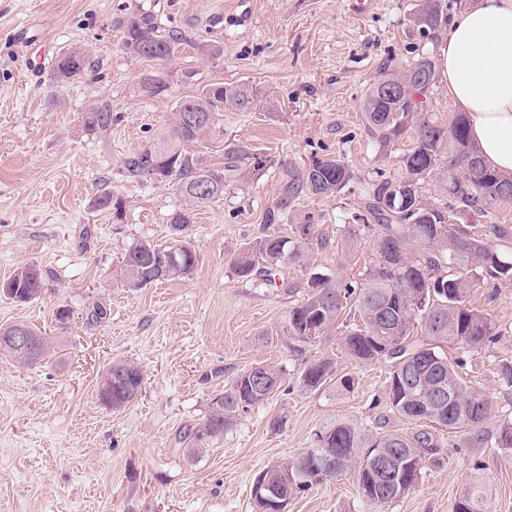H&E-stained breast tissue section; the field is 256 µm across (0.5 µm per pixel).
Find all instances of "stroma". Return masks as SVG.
<instances>
[{
  "mask_svg": "<svg viewBox=\"0 0 512 512\" xmlns=\"http://www.w3.org/2000/svg\"><path fill=\"white\" fill-rule=\"evenodd\" d=\"M419 0H0V281L25 264L46 275L33 303L0 298V324L25 321L47 336L51 358L25 367L0 356V512H254L252 487L271 463L292 461L315 431L345 418L372 425L387 399L390 369L361 364L341 351L338 333L294 357L277 333L304 295L305 273L280 269L272 286L243 279L233 256L265 230L285 233L290 220L313 216L326 248L313 268L354 282L373 257L375 238L360 232L348 246L346 217L360 210L359 192L295 199L286 218L267 224L289 172L327 154L362 179L397 180L406 131L387 156L369 137L361 101L382 77L383 62L436 55L438 32L410 21ZM139 12L186 40L164 66L127 54L118 21ZM51 42H44L40 28ZM26 30L27 48L12 35ZM219 46L218 56L201 45ZM81 50L92 72L54 86L48 67L30 77L27 61ZM166 88L144 95L146 74ZM248 89V109L225 108L192 144L214 158L232 143L263 156L265 168L231 182L199 210L189 231L199 260L185 278L139 291L126 288L122 261L135 244L171 245L169 224L182 206L164 184L123 177L120 167L148 148L171 122L179 99L205 84ZM112 115L89 129L86 112ZM110 193L121 211L102 208ZM106 316L93 321V306ZM473 307L500 330L491 347L471 353L465 373L491 397L494 435L512 419V391L501 387L499 358L512 356V286L496 294L477 288ZM73 318L57 329L53 311ZM331 356L353 391L327 384L299 387L306 360ZM125 360L141 370L138 398L113 411L100 403L104 368ZM284 370L285 383L199 454L182 436L201 423L226 384L257 363ZM419 484L385 512H453L473 476L484 478L487 512H512V453L495 448H442ZM288 512H369L353 476L331 478L290 499Z\"/></svg>",
  "mask_w": 512,
  "mask_h": 512,
  "instance_id": "stroma-1",
  "label": "stroma"
}]
</instances>
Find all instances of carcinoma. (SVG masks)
Instances as JSON below:
<instances>
[{
	"label": "carcinoma",
	"instance_id": "obj_1",
	"mask_svg": "<svg viewBox=\"0 0 512 512\" xmlns=\"http://www.w3.org/2000/svg\"><path fill=\"white\" fill-rule=\"evenodd\" d=\"M421 13L427 21H416L414 26L424 32L448 24L441 0H421L414 15ZM119 23L124 29V50L135 59L163 65L182 41L178 33L161 32L147 14L133 12ZM90 70L87 55L72 50L57 57L51 81L60 87ZM384 73L367 89L362 112L368 134L383 155L414 126L412 147L400 156V179L394 183L364 181L343 160L318 158L304 171L288 173L282 202L285 206L302 194L336 197L353 184L361 185L363 207L354 220L372 232L375 255L356 284L343 285L326 274H310L305 296L288 310L280 332L299 356L307 344L328 335L342 314H351L354 323L346 324L340 334L341 351L359 362L388 364L389 412L413 421L420 429L398 433L385 429L381 421L371 429L338 419L314 433L311 447L320 449L323 469H312L308 451L291 463L274 462L265 469L276 480L280 494L288 498L329 478L351 474L371 512H383L419 482L426 458L438 453L447 434L466 436L474 448L512 451V420L503 421L495 436L485 435L482 425L493 414L492 401L468 385L459 372L471 352L490 347L500 336L495 323L470 306V294L484 281L493 283L495 289L512 285V257L506 253L512 249V225L499 220L500 206L512 203V179L485 164L470 139L466 114L460 112L444 124L423 111V102L417 97L426 96L434 81L432 57L422 55L405 65L393 60ZM396 78L405 81L407 94L378 106L379 86ZM250 105L243 87L206 84L197 94L180 99L174 121L154 143L123 164L124 177L169 185L184 202L170 221L172 226L180 225L178 244L161 247L140 242L129 250L133 255L144 249L174 253L176 260L168 264L164 280L184 278L194 269L197 254L186 240L193 212L224 195L222 190H201L198 173L206 171L222 185L251 180L265 164L262 156L245 146H234L213 159L188 149L215 124L224 107L246 109ZM189 110L203 113L205 121L194 128L183 124L182 113ZM111 121V114L103 111L84 116L85 124L93 129L105 128ZM432 178L448 193L450 204L444 208L423 192ZM459 215L468 216L469 222H455ZM317 229L309 216L290 225L289 235L264 234L234 256L233 270L240 278L259 276L272 284L274 272L285 263L307 268L315 250L327 245ZM123 278L126 287L134 291L156 283L144 275L136 257L124 262ZM44 287L40 269L28 264L0 282V290H8L7 299L21 304L40 298ZM20 327L36 343L32 355L9 343V336ZM450 347L456 350L453 358L448 356ZM49 354L48 339L37 327L23 321L0 325V355L30 367ZM258 372L273 383L264 393L252 391V377ZM117 373L124 374L134 393L115 391L113 411L133 403L142 384L140 369L130 362L113 361L102 376ZM497 373L502 387L512 389V358L499 359ZM332 380L342 391L355 387L354 378L336 376L335 362L328 356L304 362L298 376L301 387L310 391ZM283 382L284 372L277 366L257 364L239 373L224 387V393L212 400L206 419L184 433L188 451L198 452L224 436V431L276 393ZM379 454L393 456V476L375 471L373 459ZM483 509V491L477 483L465 489L454 506V512Z\"/></svg>",
	"mask_w": 512,
	"mask_h": 512
}]
</instances>
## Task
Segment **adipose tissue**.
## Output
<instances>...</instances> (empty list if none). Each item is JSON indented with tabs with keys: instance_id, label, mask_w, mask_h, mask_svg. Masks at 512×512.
<instances>
[{
	"instance_id": "adipose-tissue-1",
	"label": "adipose tissue",
	"mask_w": 512,
	"mask_h": 512,
	"mask_svg": "<svg viewBox=\"0 0 512 512\" xmlns=\"http://www.w3.org/2000/svg\"><path fill=\"white\" fill-rule=\"evenodd\" d=\"M438 61L486 164L512 177V0H474L454 15Z\"/></svg>"
}]
</instances>
